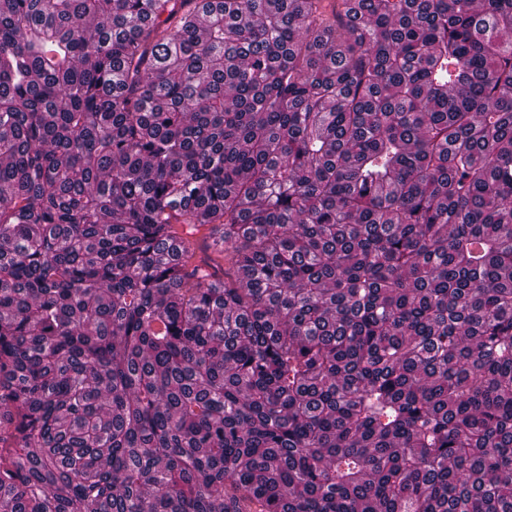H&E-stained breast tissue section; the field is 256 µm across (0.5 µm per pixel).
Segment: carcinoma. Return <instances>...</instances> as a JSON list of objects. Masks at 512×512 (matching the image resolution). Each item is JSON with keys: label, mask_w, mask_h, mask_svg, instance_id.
I'll return each instance as SVG.
<instances>
[{"label": "carcinoma", "mask_w": 512, "mask_h": 512, "mask_svg": "<svg viewBox=\"0 0 512 512\" xmlns=\"http://www.w3.org/2000/svg\"><path fill=\"white\" fill-rule=\"evenodd\" d=\"M0 512H512V0H0Z\"/></svg>", "instance_id": "obj_1"}]
</instances>
